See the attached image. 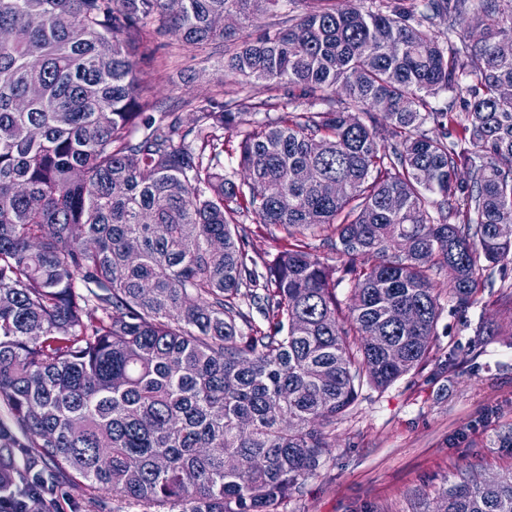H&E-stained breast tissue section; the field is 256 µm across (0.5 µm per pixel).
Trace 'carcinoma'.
<instances>
[{"mask_svg":"<svg viewBox=\"0 0 512 512\" xmlns=\"http://www.w3.org/2000/svg\"><path fill=\"white\" fill-rule=\"evenodd\" d=\"M280 0H0V497L53 512L81 478L146 512H275L315 471L323 428L366 384L433 351L435 277L459 308L512 266V6L334 0L253 38ZM464 16L473 41L440 40ZM180 33L226 47L224 73L366 116L210 97L184 127L145 92L138 54ZM477 83L462 86L467 77ZM466 93L462 112L432 106ZM384 113L383 137L374 113ZM433 123L438 133L424 130ZM247 179L224 174V130ZM292 199L288 208L279 199ZM437 206L436 213L430 207ZM247 212L293 239L249 254ZM327 234L352 277L296 243ZM438 512H512V473L473 471Z\"/></svg>","mask_w":512,"mask_h":512,"instance_id":"cac0c4a2","label":"carcinoma"}]
</instances>
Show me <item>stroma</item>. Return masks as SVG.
Returning <instances> with one entry per match:
<instances>
[{"label":"stroma","instance_id":"35a3bbf8","mask_svg":"<svg viewBox=\"0 0 512 512\" xmlns=\"http://www.w3.org/2000/svg\"><path fill=\"white\" fill-rule=\"evenodd\" d=\"M178 60L144 62L139 77L165 109L194 125L186 98L223 94L234 101L252 91L257 100L291 104L298 113L345 107L288 98L284 84L253 87L224 76V48L197 55L170 36ZM249 230V252L273 258L286 242L282 228L238 216ZM451 275L437 276L441 314L434 356L385 389L363 387L349 413L326 429L331 448L312 474L281 499L276 512H434L442 490L472 469L485 477L512 470V275L484 272V286L468 309L448 295ZM447 371H439L441 359ZM57 512H144L142 505L103 492L81 479L60 478Z\"/></svg>","mask_w":512,"mask_h":512}]
</instances>
